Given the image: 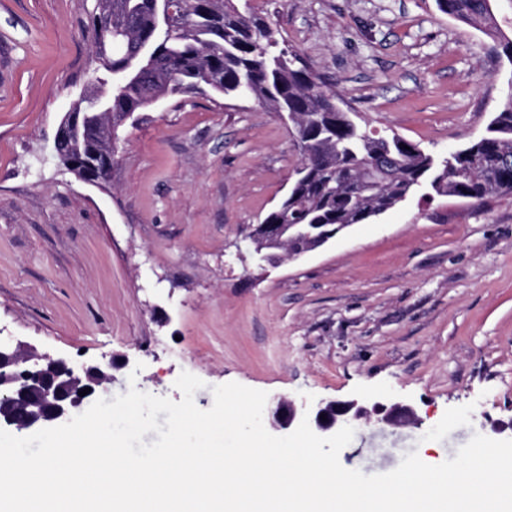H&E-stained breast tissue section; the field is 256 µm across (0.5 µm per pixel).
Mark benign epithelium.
Listing matches in <instances>:
<instances>
[{"mask_svg": "<svg viewBox=\"0 0 512 512\" xmlns=\"http://www.w3.org/2000/svg\"><path fill=\"white\" fill-rule=\"evenodd\" d=\"M79 100L84 104V111L64 114L56 131L54 154L77 178L99 184L112 170V153H107L105 164L99 166L84 157L83 147L92 131L106 135L110 144H116L112 126V85L97 83L92 89L84 90ZM346 229L347 225L338 224L326 231L313 224L310 230L303 232L296 230L293 224H256L249 239L258 267L276 268L287 258L297 260L323 247ZM114 367L112 361L105 368L78 367L65 358L40 354L31 346L0 342V429L31 433L66 423L83 410L98 391L106 390V385L112 382ZM87 387L90 388L88 394L78 395ZM376 409L387 424L415 419L414 410L400 402L378 405ZM367 415V409L356 400L321 402L310 410L286 398H277L269 428L277 434L290 433L306 416L316 435L329 437Z\"/></svg>", "mask_w": 512, "mask_h": 512, "instance_id": "obj_1", "label": "benign epithelium"}]
</instances>
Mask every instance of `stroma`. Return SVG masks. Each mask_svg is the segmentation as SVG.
<instances>
[{
  "instance_id": "stroma-1",
  "label": "stroma",
  "mask_w": 512,
  "mask_h": 512,
  "mask_svg": "<svg viewBox=\"0 0 512 512\" xmlns=\"http://www.w3.org/2000/svg\"><path fill=\"white\" fill-rule=\"evenodd\" d=\"M345 108L437 155L481 137L512 63L437 0H248ZM86 0H0V339L75 365L118 361L129 387L213 404L229 382L309 407L397 400L415 423L357 421L341 465L455 458L512 438V195L410 201L267 271L245 236L301 163L256 99L160 100L119 130L109 178L79 180L54 137L91 79Z\"/></svg>"
}]
</instances>
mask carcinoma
Instances as JSON below:
<instances>
[{
    "mask_svg": "<svg viewBox=\"0 0 512 512\" xmlns=\"http://www.w3.org/2000/svg\"><path fill=\"white\" fill-rule=\"evenodd\" d=\"M455 19L487 25L512 63V40L492 27L490 0H437ZM172 24L158 21L154 0H93V44L112 46V58H94V81H112V124L153 106L152 97L210 94L255 98L292 122L302 165L273 216L282 224H363L395 205L454 196L481 203L512 194V104L487 134L446 157L424 151L393 131L377 132L340 106L299 56L280 47L272 25L236 0H175ZM158 59L137 81L124 78L138 41Z\"/></svg>",
    "mask_w": 512,
    "mask_h": 512,
    "instance_id": "cac0c4a2",
    "label": "carcinoma"
}]
</instances>
